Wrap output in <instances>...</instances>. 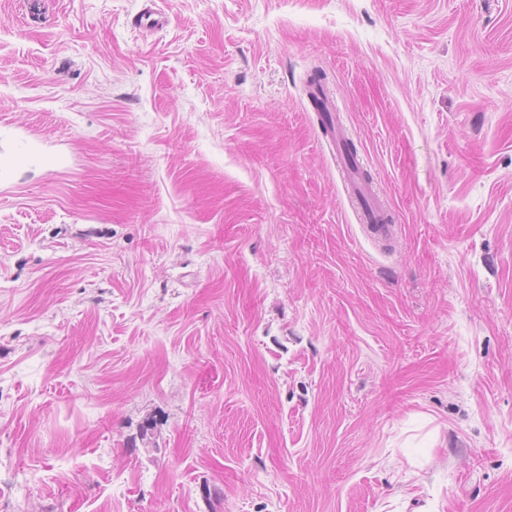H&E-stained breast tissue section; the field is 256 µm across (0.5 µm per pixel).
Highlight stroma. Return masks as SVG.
Wrapping results in <instances>:
<instances>
[{"label":"stroma","instance_id":"stroma-1","mask_svg":"<svg viewBox=\"0 0 512 512\" xmlns=\"http://www.w3.org/2000/svg\"><path fill=\"white\" fill-rule=\"evenodd\" d=\"M156 2L0 0V512H512V0ZM136 18V24L140 29L146 31H159L168 24V16L162 9L155 7V1H151ZM336 165L345 185L352 211L362 227L374 238L389 241L394 237V218L390 214V208L382 202L376 189L366 179L359 159L346 152L347 141L346 128L336 120ZM388 214V223H382Z\"/></svg>","mask_w":512,"mask_h":512}]
</instances>
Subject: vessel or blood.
Instances as JSON below:
<instances>
[{"mask_svg": "<svg viewBox=\"0 0 512 512\" xmlns=\"http://www.w3.org/2000/svg\"><path fill=\"white\" fill-rule=\"evenodd\" d=\"M168 23L164 10L155 6L146 7L136 18V24L146 31H158ZM336 165L345 185L350 206L364 229L374 238L388 241L394 237V225L387 222L389 207L382 202L376 189L367 180L359 159L347 153L346 129L344 126L335 128Z\"/></svg>", "mask_w": 512, "mask_h": 512, "instance_id": "1", "label": "vessel or blood"}]
</instances>
